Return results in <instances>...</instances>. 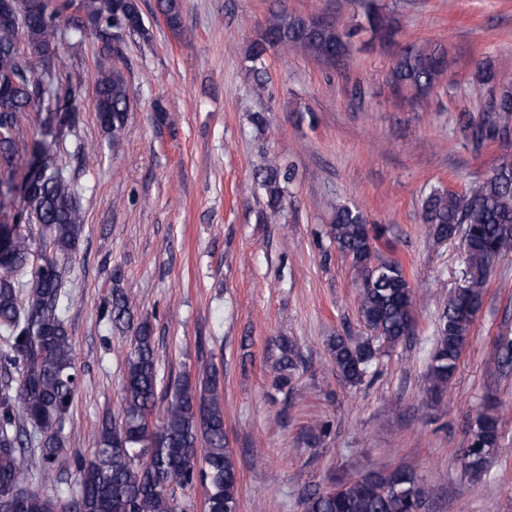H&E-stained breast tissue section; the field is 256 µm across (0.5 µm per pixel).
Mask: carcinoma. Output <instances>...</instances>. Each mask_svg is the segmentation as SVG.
<instances>
[{"mask_svg": "<svg viewBox=\"0 0 512 512\" xmlns=\"http://www.w3.org/2000/svg\"><path fill=\"white\" fill-rule=\"evenodd\" d=\"M73 0L46 2L37 11L26 0H0V187L11 185L22 157L30 158L24 176L23 209L13 224H0V366L14 368L16 385L0 388V512H177V493L197 484L205 489V512H238L239 475L224 429V397L212 365L200 369L201 381L184 375L169 382L172 390L160 424L151 416L162 397L150 322H134L127 296L119 289L103 303L101 318L113 329L131 333L121 389L120 420L98 428V448L91 458L66 455L59 436L78 385L74 350L65 321L68 298L62 276L79 249L84 230L78 206V186L59 171L55 156L43 143L24 140L21 122L42 100H54V112L45 123L59 138L76 126L82 111V87L65 65L66 49L80 45L87 33L98 40L121 32L118 21L134 17L131 33L149 37L138 0H81L82 16L67 12ZM361 20L349 28L330 23L311 28L305 17L276 14L260 37L251 43L247 59L256 87L267 84L269 51L299 50L316 60L334 64L350 55L353 39L365 32L384 43L394 41L395 29L385 20L375 0H361ZM167 26L186 35L182 0H158ZM24 33L26 52L19 51L18 33ZM58 66L50 80L43 66L48 50ZM112 54L99 53L94 110L98 124L122 144L131 97L123 71L110 64ZM445 68L440 48L424 51L413 45L401 49L388 82L396 94L413 91L426 95L438 86ZM481 81L499 91L490 95L487 115L479 123L465 122L463 131L476 142L495 139L512 130V77L482 68ZM289 180L288 166L271 164L258 173L265 208L259 220L279 222ZM422 223L440 241L448 226L464 224L467 260L477 271L469 285L458 289L446 303L437 326L428 366V391L439 398L457 369L485 287V273L512 252V162L496 167L478 188L465 193L434 190L421 210ZM40 224L45 231L40 262H34L32 242L24 224ZM368 221L356 207L340 206L329 225L330 238L351 257L361 278L359 317L370 335L352 340L338 335L329 353L342 382L362 383L380 345H395L415 330L414 293L402 264L377 260L375 242L387 228ZM30 274L24 284L19 276ZM298 352L284 342L274 365L275 385L291 383ZM501 438L500 419L494 410L481 413L471 428L464 463L469 473L481 475L494 458ZM39 449L43 475L75 472L80 493L64 502L50 495L25 491L16 495L29 464V448ZM428 489L404 467L370 470L304 496L305 512H420Z\"/></svg>", "mask_w": 512, "mask_h": 512, "instance_id": "carcinoma-1", "label": "carcinoma"}]
</instances>
